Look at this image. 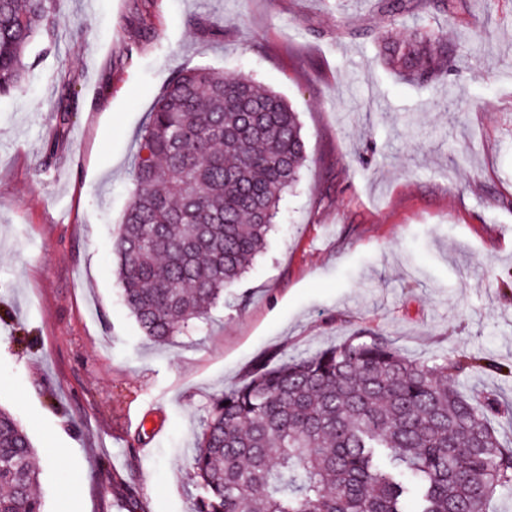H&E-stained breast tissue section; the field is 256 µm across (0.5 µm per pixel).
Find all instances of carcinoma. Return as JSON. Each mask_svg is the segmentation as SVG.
<instances>
[{
  "label": "carcinoma",
  "instance_id": "obj_1",
  "mask_svg": "<svg viewBox=\"0 0 512 512\" xmlns=\"http://www.w3.org/2000/svg\"><path fill=\"white\" fill-rule=\"evenodd\" d=\"M464 0H382L401 16ZM53 0H0V96L26 81L30 48L51 37ZM391 69L427 81L451 67L444 33L383 46ZM72 103L57 105V134ZM306 160L296 112L271 89L206 67L177 73L143 128L136 187L113 241L126 307L146 336L183 335L264 251ZM512 403L467 397L448 359L420 364L383 336L357 334L298 359L258 363L213 398L192 456L195 512H486L512 487V448L492 421ZM36 450L0 407V512H45ZM118 509L145 512L113 479Z\"/></svg>",
  "mask_w": 512,
  "mask_h": 512
}]
</instances>
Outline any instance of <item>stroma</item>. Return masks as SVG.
Segmentation results:
<instances>
[{"instance_id": "obj_1", "label": "stroma", "mask_w": 512, "mask_h": 512, "mask_svg": "<svg viewBox=\"0 0 512 512\" xmlns=\"http://www.w3.org/2000/svg\"><path fill=\"white\" fill-rule=\"evenodd\" d=\"M52 9L61 23L37 41L28 81L0 98V406L38 451H64L40 462L47 512H117L116 474L146 512H193L204 408L262 360L366 332L418 362L512 364V0L420 18L379 0ZM420 28L446 33L454 61L424 84L378 48ZM196 67L284 97L307 160L231 303L158 344L122 301L112 242L140 132L172 76ZM65 92L76 108L59 139ZM453 376L463 393L512 400V375Z\"/></svg>"}]
</instances>
